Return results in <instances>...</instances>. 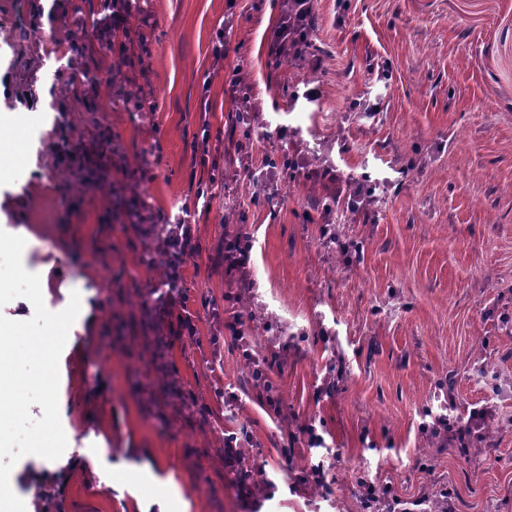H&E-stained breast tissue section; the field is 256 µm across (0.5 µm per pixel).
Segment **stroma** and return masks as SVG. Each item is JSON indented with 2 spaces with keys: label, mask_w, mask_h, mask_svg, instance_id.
Instances as JSON below:
<instances>
[{
  "label": "stroma",
  "mask_w": 512,
  "mask_h": 512,
  "mask_svg": "<svg viewBox=\"0 0 512 512\" xmlns=\"http://www.w3.org/2000/svg\"><path fill=\"white\" fill-rule=\"evenodd\" d=\"M34 2L0 0V113L26 111L51 49L98 80L78 99L55 82L53 120L0 130L14 161L0 277L21 227L29 268L68 270L31 321L64 411L46 423L25 407L62 444L47 465L23 447L0 460L16 499L40 512L52 499L138 512L167 493L171 512H365L370 482L512 512V0H310L318 49L278 67L281 0H137L108 51L70 41L74 7L103 0H64L43 24ZM236 73L255 111L238 112ZM94 125L112 133V172L89 180L62 144ZM352 179L363 207L324 222L316 201ZM139 212L191 225L175 311L194 335L151 306L160 270ZM238 229L253 244L244 348L224 330V236ZM85 288L95 325L44 331ZM481 407L492 415L466 441L425 431ZM232 438L239 467L224 458Z\"/></svg>",
  "instance_id": "obj_1"
}]
</instances>
